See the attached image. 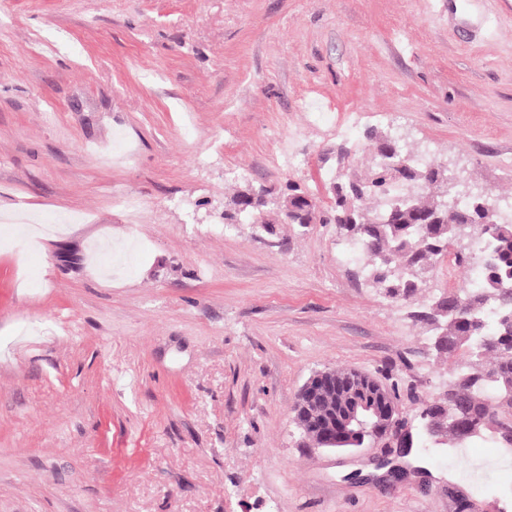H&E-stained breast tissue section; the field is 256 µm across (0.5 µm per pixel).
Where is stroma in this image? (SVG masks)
Returning <instances> with one entry per match:
<instances>
[{"mask_svg":"<svg viewBox=\"0 0 512 512\" xmlns=\"http://www.w3.org/2000/svg\"><path fill=\"white\" fill-rule=\"evenodd\" d=\"M371 130L512 192V0H0V512L512 507L494 444L386 467L292 420L327 368L399 380L412 424L446 390L335 225L224 221L246 184L329 208Z\"/></svg>","mask_w":512,"mask_h":512,"instance_id":"35a3bbf8","label":"stroma"}]
</instances>
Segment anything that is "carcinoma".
Segmentation results:
<instances>
[{"mask_svg": "<svg viewBox=\"0 0 512 512\" xmlns=\"http://www.w3.org/2000/svg\"><path fill=\"white\" fill-rule=\"evenodd\" d=\"M374 155L367 168L344 174L331 187L334 206L324 224H334L339 234L364 246L362 271L367 281L395 301L412 303L421 288L422 275L432 260L448 256L459 239H481L472 252L455 251L453 263L475 265L484 286L455 288L412 318L431 326L434 350L453 361L448 378L452 400H438L423 409L420 429L438 445L467 448L490 440L499 448H511L499 427H512V218L505 220L490 207L492 195L476 193L461 209L448 207V170L428 171L429 165L407 156L383 160L389 137L370 133ZM397 187L413 188L411 209L394 197ZM284 195L303 201L300 213L286 219L276 200L248 186L237 191L232 204L256 198L257 212L267 231L272 225L315 223L317 200L298 182L290 181ZM384 427H366L353 436L350 446L382 439Z\"/></svg>", "mask_w": 512, "mask_h": 512, "instance_id": "1", "label": "carcinoma"}]
</instances>
